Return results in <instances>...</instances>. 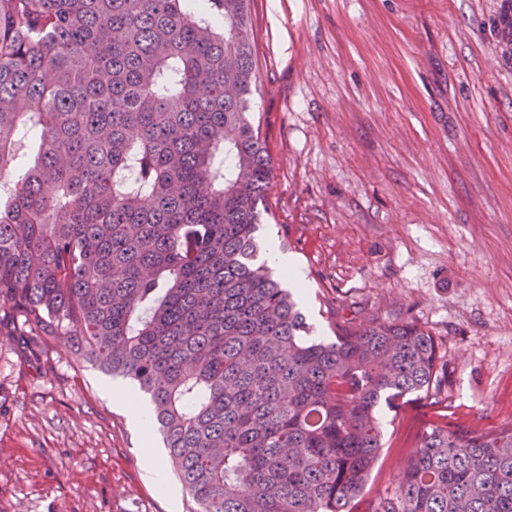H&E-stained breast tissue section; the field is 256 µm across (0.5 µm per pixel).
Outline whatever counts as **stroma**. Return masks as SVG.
Wrapping results in <instances>:
<instances>
[{"instance_id":"stroma-1","label":"stroma","mask_w":512,"mask_h":512,"mask_svg":"<svg viewBox=\"0 0 512 512\" xmlns=\"http://www.w3.org/2000/svg\"><path fill=\"white\" fill-rule=\"evenodd\" d=\"M500 0H253L254 110L274 176L260 230L302 274L307 320L413 318L440 398L383 410L361 494L391 487L436 422L512 423V56ZM66 338L0 321V512H188L158 493L129 404ZM492 27L497 42L512 53V0H501L499 10L492 18Z\"/></svg>"}]
</instances>
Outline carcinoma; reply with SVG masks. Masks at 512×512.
Returning <instances> with one entry per match:
<instances>
[{"mask_svg": "<svg viewBox=\"0 0 512 512\" xmlns=\"http://www.w3.org/2000/svg\"><path fill=\"white\" fill-rule=\"evenodd\" d=\"M492 27L512 53V0ZM250 29V0H0V309L149 398L193 512H353L437 342L314 336L259 259ZM367 512H512V424L429 426Z\"/></svg>", "mask_w": 512, "mask_h": 512, "instance_id": "cac0c4a2", "label": "carcinoma"}]
</instances>
